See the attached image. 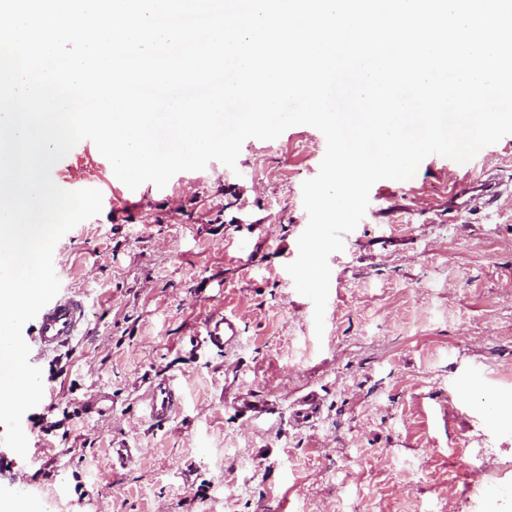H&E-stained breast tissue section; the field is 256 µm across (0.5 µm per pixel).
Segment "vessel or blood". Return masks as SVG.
I'll return each mask as SVG.
<instances>
[{"label": "vessel or blood", "mask_w": 512, "mask_h": 512, "mask_svg": "<svg viewBox=\"0 0 512 512\" xmlns=\"http://www.w3.org/2000/svg\"><path fill=\"white\" fill-rule=\"evenodd\" d=\"M88 313L84 295L58 293L34 319V332L41 348L57 351L69 346L88 327ZM241 335L235 318L224 315L209 320L204 327V343L213 349L237 343ZM144 416L153 422L169 421L181 408L183 394L180 383L173 377H162L149 382L141 397Z\"/></svg>", "instance_id": "obj_1"}]
</instances>
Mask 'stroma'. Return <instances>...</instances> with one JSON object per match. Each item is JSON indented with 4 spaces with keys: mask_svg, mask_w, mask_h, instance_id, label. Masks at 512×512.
<instances>
[{
    "mask_svg": "<svg viewBox=\"0 0 512 512\" xmlns=\"http://www.w3.org/2000/svg\"><path fill=\"white\" fill-rule=\"evenodd\" d=\"M325 147L293 126L245 140L236 168L213 161L127 199L95 144L54 165L104 199L53 254L90 324L57 352L30 349L51 429L23 417L26 456L0 449L13 512H512V195L482 211L458 199L484 170L512 183V135L372 186L328 258L319 336L286 266ZM215 314L240 322L235 346L198 343ZM170 376L183 406L151 422L141 396ZM311 392L320 412L297 424ZM95 397L105 411L86 415ZM246 397L262 414L242 412Z\"/></svg>",
    "mask_w": 512,
    "mask_h": 512,
    "instance_id": "35a3bbf8",
    "label": "stroma"
}]
</instances>
